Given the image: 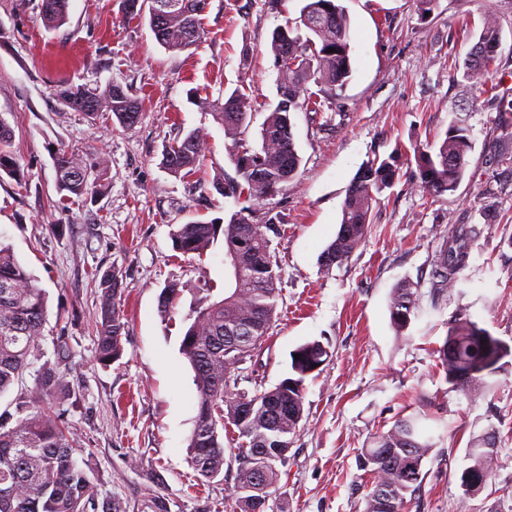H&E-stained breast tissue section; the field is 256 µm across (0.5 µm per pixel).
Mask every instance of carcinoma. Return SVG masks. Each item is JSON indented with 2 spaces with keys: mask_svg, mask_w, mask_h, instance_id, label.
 I'll return each mask as SVG.
<instances>
[{
  "mask_svg": "<svg viewBox=\"0 0 512 512\" xmlns=\"http://www.w3.org/2000/svg\"><path fill=\"white\" fill-rule=\"evenodd\" d=\"M170 5L165 19L149 21L156 41L171 52H184L202 42L200 16L208 0H122L130 17L153 12L157 2ZM299 24L287 22L271 35L269 50L278 71L277 102L260 125V145H247L250 128L249 102L235 89L222 99L199 98L202 111L224 129L229 160L236 177L214 182L215 189L235 201L255 202L285 189L301 164L292 134L291 113L318 112L321 102L312 99L308 83L331 90L341 89L351 72L350 26L338 0H301ZM46 25L66 23L68 0H42ZM333 52H328V49ZM500 48V29L488 14L478 41L464 61L467 74L493 73ZM56 96L69 109L92 115L103 109L130 128L140 119V104L122 86L111 84L100 93L65 83ZM11 130L0 118V172L12 174L15 163L7 145ZM471 142L459 124L428 150H417L415 179L432 197L453 192L468 164ZM208 150L206 133L194 129L166 150L163 164L174 174L194 173ZM57 191L66 197L100 193V183L89 181L87 162L69 149L55 152ZM396 175L393 157L375 158L361 167L346 190L336 238L325 248L319 265L328 270L348 259L362 244L371 224L373 206L391 187ZM254 209L243 206L224 224L202 221L181 224L172 233L173 246L186 254L201 253L224 235V253L240 257L241 275L224 278V297L207 300L192 308L180 344V353L194 372L198 412L188 444V458L197 474L207 480L224 470V424L238 429L242 441L234 455L236 471L232 498L234 512H267L272 489L288 466L292 437L303 418L305 377L318 370L328 350L318 341L294 350L291 376L274 387L249 395L238 389L239 366L257 355L262 338L275 317L279 273L274 268L269 239ZM478 232L474 224H450L441 237L433 261L432 288L437 298L448 293L468 266L470 240ZM97 358L109 363L121 356L126 324L116 304L120 294L115 273L105 272L99 282ZM182 289L168 284L159 295V312L173 313ZM418 309L417 292L410 283L399 284L390 303V319L406 329ZM46 297L10 245L0 241V396L22 378L41 356L40 340L46 321ZM444 344L452 354H443L449 389L470 395L491 386L488 378L500 373L503 360L512 356V345L493 335L467 315L456 317ZM67 374L57 365L34 369L33 389L19 394L14 409L0 412V512H125L122 503L98 500L85 449L77 447L63 419L50 413V405L70 396ZM252 406V415L238 419L241 405ZM433 448L417 425V417L395 420L392 427L372 439V447L359 456L371 483L366 512H404L407 496L422 482L424 459ZM497 455V435L486 431L468 449V465L461 475L468 493L484 490L492 478Z\"/></svg>",
  "mask_w": 512,
  "mask_h": 512,
  "instance_id": "obj_1",
  "label": "carcinoma"
}]
</instances>
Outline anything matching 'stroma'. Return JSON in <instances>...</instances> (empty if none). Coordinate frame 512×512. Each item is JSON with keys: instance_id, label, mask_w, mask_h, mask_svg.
<instances>
[{"instance_id": "obj_1", "label": "stroma", "mask_w": 512, "mask_h": 512, "mask_svg": "<svg viewBox=\"0 0 512 512\" xmlns=\"http://www.w3.org/2000/svg\"><path fill=\"white\" fill-rule=\"evenodd\" d=\"M350 20L352 76L330 91L321 112L292 115L298 175L256 204L271 221L270 250L280 296L258 363L238 371L248 392L285 378L290 355L317 341L329 356L305 381L303 419L275 495L287 512H365L368 476L358 457L375 433L402 416L434 428L421 489L409 512H512V361L474 398L449 390L438 350L455 316L467 315L512 344V0H438L422 15L416 0H341ZM298 0H209L198 48H162L147 21L123 14L120 0H68V20L44 24L41 0H0V118L12 130L16 171L0 173V240L10 244L47 297L41 345L58 340L74 390L64 405L76 444L92 451L99 499L149 512L150 493L170 512H230L233 478L199 482L188 463L197 415L193 371L180 352L184 317L203 297L224 293V243L203 254L174 250L171 233L191 221H223L236 206L213 185L234 176L224 131L194 102L240 89L256 108L248 143L276 101L272 31L298 15ZM501 28L497 70L484 90L464 76L485 11ZM91 91L111 84L140 103L132 128L112 113L65 107L55 88ZM468 130L469 165L454 192L430 197L415 185L414 147L441 141L452 123ZM201 128L209 152L182 177L162 164L175 139ZM93 153L108 184L92 198L56 190L54 149ZM394 157L361 246L322 270L318 257L339 228L346 189L375 157ZM494 220L485 223L484 212ZM452 224H478L471 257L440 303H432L433 256ZM114 272L127 325L121 358H96V281ZM413 283L419 312L397 330L390 300ZM171 282L182 294L170 318L158 296ZM498 436L494 477L466 493L461 473L474 436Z\"/></svg>"}]
</instances>
